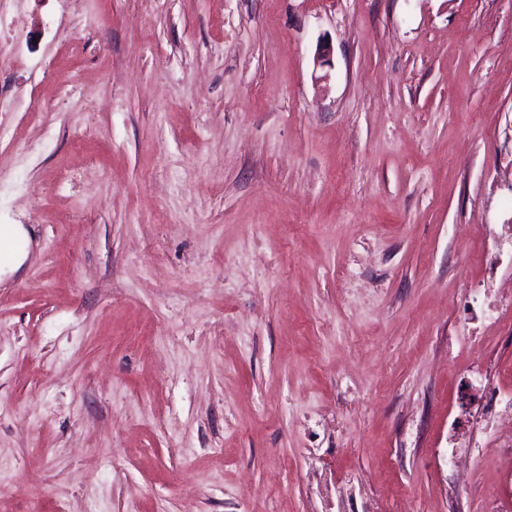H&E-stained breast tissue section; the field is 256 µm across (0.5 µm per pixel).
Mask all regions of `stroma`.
<instances>
[{
	"mask_svg": "<svg viewBox=\"0 0 512 512\" xmlns=\"http://www.w3.org/2000/svg\"><path fill=\"white\" fill-rule=\"evenodd\" d=\"M18 13L0 512H512V0ZM16 243H24L25 248H15ZM28 243V235L20 224L0 225V274L2 267L12 268L23 262L27 256ZM487 407L489 417L492 418L493 428L512 422V392H505L499 386L488 392ZM472 456L468 453L458 455L454 449L448 452V469L453 478L465 484L474 469Z\"/></svg>",
	"mask_w": 512,
	"mask_h": 512,
	"instance_id": "obj_1",
	"label": "stroma"
}]
</instances>
